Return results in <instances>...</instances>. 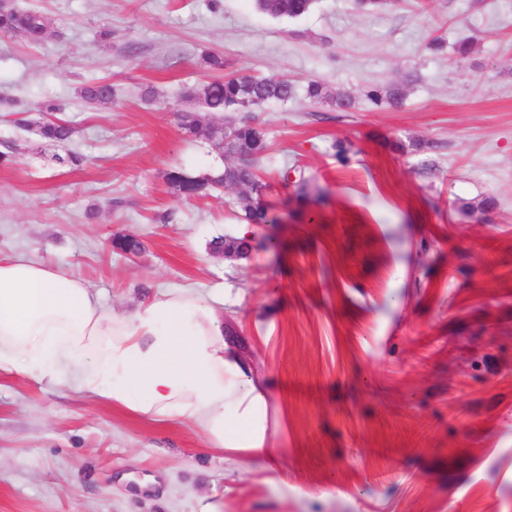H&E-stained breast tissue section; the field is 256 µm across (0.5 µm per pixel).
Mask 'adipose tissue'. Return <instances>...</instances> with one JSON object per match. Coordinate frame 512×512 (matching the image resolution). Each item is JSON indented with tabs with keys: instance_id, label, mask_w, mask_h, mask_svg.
Listing matches in <instances>:
<instances>
[{
	"instance_id": "1",
	"label": "adipose tissue",
	"mask_w": 512,
	"mask_h": 512,
	"mask_svg": "<svg viewBox=\"0 0 512 512\" xmlns=\"http://www.w3.org/2000/svg\"><path fill=\"white\" fill-rule=\"evenodd\" d=\"M222 302L174 288L109 314L82 279L0 259V376L64 384L153 423L191 424L208 447L260 454L268 395L229 345Z\"/></svg>"
}]
</instances>
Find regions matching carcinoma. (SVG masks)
<instances>
[{"label":"carcinoma","instance_id":"carcinoma-1","mask_svg":"<svg viewBox=\"0 0 512 512\" xmlns=\"http://www.w3.org/2000/svg\"><path fill=\"white\" fill-rule=\"evenodd\" d=\"M263 12L274 17L298 18L310 12L314 0H256ZM47 31L46 18L41 14L20 9L10 0H0V35H22L31 45L40 44ZM200 65L216 74L211 81L187 88L186 100L199 103L213 117L224 119V115L244 111L245 105L255 99L265 104L286 105L304 91L306 98L315 104L327 103L339 109L351 107L352 99L340 92L328 90L319 80H310L300 89L286 79L218 77L224 71V56L203 51L199 56ZM117 89L114 85L101 80L85 83L80 98L95 106H104L115 102ZM367 99L377 108L392 105L402 97L398 87L382 89L376 87L366 93ZM37 111L48 116V120L39 126L42 138L53 143H66L73 134V126L66 120L55 117L63 111L62 105L48 99L39 103ZM201 119L193 111H184L180 115V128L188 135L199 132ZM207 137L212 143L224 142V167L212 169L202 174L190 172L184 168H174L166 174L168 185L179 195L187 198L206 197L219 186L243 188L237 197L236 205L240 221L246 224H275L278 217L269 213L263 204L267 184L260 175L254 173L266 157L269 139L266 129L250 121H242L234 127V137L227 141L223 124H211ZM249 243L237 237L216 238L211 242V251L225 250L239 256H248Z\"/></svg>","mask_w":512,"mask_h":512}]
</instances>
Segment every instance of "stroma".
<instances>
[{
  "instance_id": "35a3bbf8",
  "label": "stroma",
  "mask_w": 512,
  "mask_h": 512,
  "mask_svg": "<svg viewBox=\"0 0 512 512\" xmlns=\"http://www.w3.org/2000/svg\"><path fill=\"white\" fill-rule=\"evenodd\" d=\"M14 2L48 31L0 37V99L32 123L0 107V258L76 275L118 313L223 287L231 345L271 395V444L220 452L196 427L0 376V512H474L479 495L512 512V0H316L299 18L253 0ZM204 48L225 75L353 100L255 110L279 221L251 225L243 261L210 251L239 232L237 190L187 199L166 181L224 165L178 124L185 88L213 78ZM92 79L116 103H83ZM391 86L398 105L367 101ZM47 98L75 127L67 146L34 128ZM306 98L314 104L327 103L338 109H347L351 107L352 99L340 92L329 91L325 84L319 80H310L303 88Z\"/></svg>"
}]
</instances>
